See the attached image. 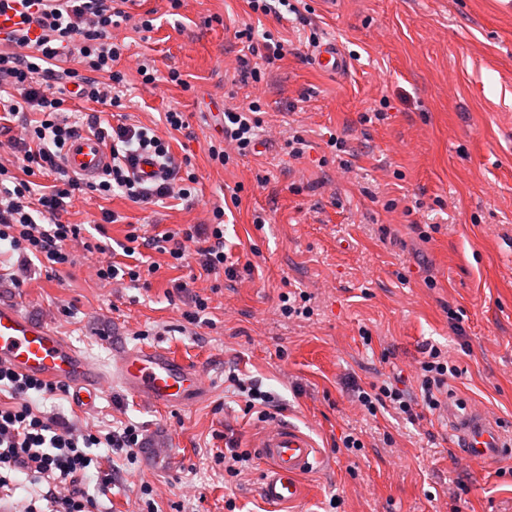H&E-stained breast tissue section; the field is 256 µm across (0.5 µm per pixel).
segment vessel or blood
I'll return each instance as SVG.
<instances>
[{
	"label": "vessel or blood",
	"mask_w": 512,
	"mask_h": 512,
	"mask_svg": "<svg viewBox=\"0 0 512 512\" xmlns=\"http://www.w3.org/2000/svg\"><path fill=\"white\" fill-rule=\"evenodd\" d=\"M315 67L337 74L348 60L337 41L319 43L312 52ZM109 149L95 136L74 138L64 165L74 175L91 181L110 164ZM0 363L16 372L69 388L73 405L93 408L104 391L105 379L116 381L134 398L159 408L188 409L208 387L198 369L169 349L140 345L115 351L111 369L72 344L51 325L39 322L12 303H0ZM442 419L449 427L464 461L492 465L512 455V434L482 413H463L449 403ZM267 471L261 485L264 499L273 505H292L301 499V478L320 460L313 440L288 423L262 431L256 442Z\"/></svg>",
	"instance_id": "b4317fda"
}]
</instances>
